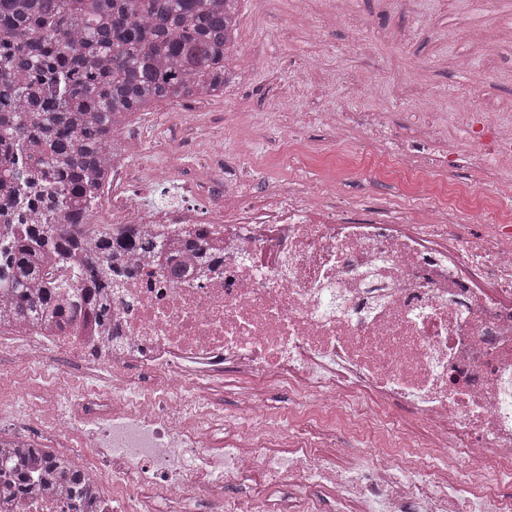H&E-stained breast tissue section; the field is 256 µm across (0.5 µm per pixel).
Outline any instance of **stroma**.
Wrapping results in <instances>:
<instances>
[{
	"instance_id": "stroma-1",
	"label": "stroma",
	"mask_w": 512,
	"mask_h": 512,
	"mask_svg": "<svg viewBox=\"0 0 512 512\" xmlns=\"http://www.w3.org/2000/svg\"><path fill=\"white\" fill-rule=\"evenodd\" d=\"M354 24L316 32L295 13V0H244L237 39L261 53L264 65L240 78L228 95L198 104L196 99L159 102L152 108L153 127L133 121V138L148 142L143 167L162 162L153 142L178 143L185 164L197 168L192 141L183 125L224 137L225 156L236 155L237 141L226 131L233 114L258 113L266 124L263 137L250 146L252 187L267 182L315 181L324 154L352 155L334 146L317 121L323 112H376L393 139L406 138L418 113L447 116L458 95H471L474 109L512 113V47L494 59L475 56L469 71L454 68L455 53L467 50L465 26L512 35V0H350ZM307 117L302 136L308 161H289L284 146V115Z\"/></svg>"
}]
</instances>
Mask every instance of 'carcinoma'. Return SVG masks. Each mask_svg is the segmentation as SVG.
Returning <instances> with one entry per match:
<instances>
[{
	"label": "carcinoma",
	"mask_w": 512,
	"mask_h": 512,
	"mask_svg": "<svg viewBox=\"0 0 512 512\" xmlns=\"http://www.w3.org/2000/svg\"><path fill=\"white\" fill-rule=\"evenodd\" d=\"M241 2L0 0V197L16 194L30 210L0 252V326L108 324L98 300L112 274L125 273L124 252L157 253L161 244L132 233L93 246L62 225L88 223L122 152L116 132L131 117L160 101L224 95ZM56 261L85 268L79 292H33ZM5 455L18 490L35 458L39 472L67 473L70 494L90 499L67 457L0 436Z\"/></svg>",
	"instance_id": "obj_1"
}]
</instances>
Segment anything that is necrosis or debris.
<instances>
[{"label": "necrosis or debris", "instance_id": "1", "mask_svg": "<svg viewBox=\"0 0 512 512\" xmlns=\"http://www.w3.org/2000/svg\"><path fill=\"white\" fill-rule=\"evenodd\" d=\"M456 110L491 179L482 197H460L374 113L319 116L370 166L336 155L316 183L261 192L240 170L220 187L186 177L170 144L145 176L120 130L105 217L75 230L181 244L187 272L129 260L107 336L0 327L14 364L0 386L55 349L85 369L79 389L42 377L33 406L0 390V424L25 416L61 442L98 512H188L200 494L215 512H512V121L481 122L467 98ZM348 175L395 178L400 199L359 213L342 196ZM264 382L287 389L286 413L271 412ZM227 389L239 414L214 403ZM88 416L97 432L68 445ZM340 430L353 445L339 457ZM0 512L73 510L68 494L32 487L1 495Z\"/></svg>", "mask_w": 512, "mask_h": 512}]
</instances>
